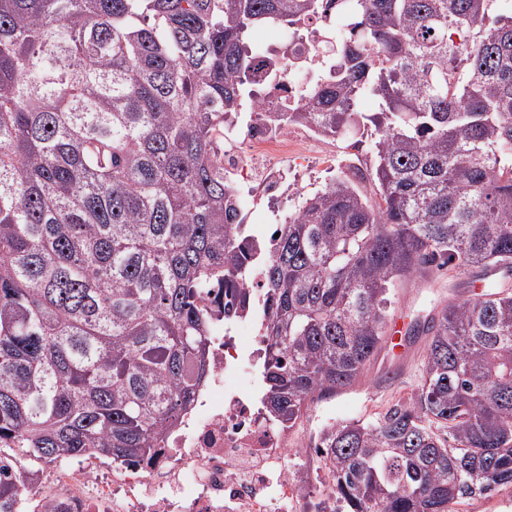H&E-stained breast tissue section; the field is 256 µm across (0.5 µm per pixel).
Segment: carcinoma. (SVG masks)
<instances>
[{
  "mask_svg": "<svg viewBox=\"0 0 512 512\" xmlns=\"http://www.w3.org/2000/svg\"><path fill=\"white\" fill-rule=\"evenodd\" d=\"M331 13L349 30L274 117L339 138L368 120L374 161L271 238L267 414L291 428L354 386L399 285L512 269V0H0V512L29 464L153 460L192 406L206 293L250 259L218 156L254 104L250 34L286 26L300 52ZM416 334L418 393L320 436L335 512H456L512 485V289Z\"/></svg>",
  "mask_w": 512,
  "mask_h": 512,
  "instance_id": "1",
  "label": "carcinoma"
}]
</instances>
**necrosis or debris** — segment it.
<instances>
[{
  "mask_svg": "<svg viewBox=\"0 0 512 512\" xmlns=\"http://www.w3.org/2000/svg\"><path fill=\"white\" fill-rule=\"evenodd\" d=\"M269 43L279 48L296 82L284 93L263 89L258 109L224 127L225 184L241 210L261 213L266 226L249 243L251 271L242 283L245 308L211 326L205 385L151 463L113 462L108 478L91 459L76 469L57 467L50 475L25 479L19 489L21 507L36 504L44 512H311L313 478L306 462L312 451L298 448L288 427L268 419L259 395L266 344L258 315L265 305L268 229L288 221L276 206L299 194L288 175L302 162L295 151L297 139L309 134L302 127L270 124L266 104L281 96L286 105H303L299 84L322 57L309 51L293 57L288 34L278 27Z\"/></svg>",
  "mask_w": 512,
  "mask_h": 512,
  "instance_id": "obj_1",
  "label": "necrosis or debris"
}]
</instances>
